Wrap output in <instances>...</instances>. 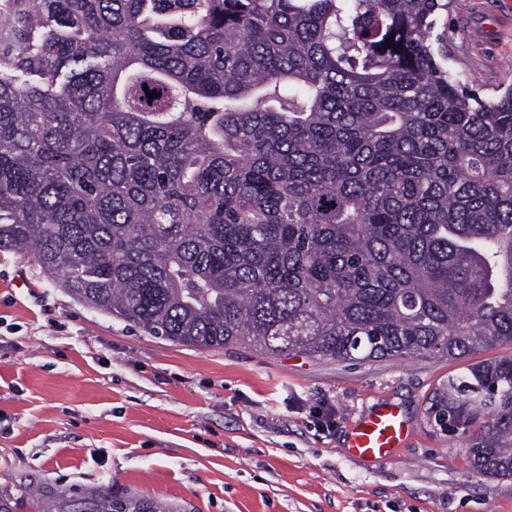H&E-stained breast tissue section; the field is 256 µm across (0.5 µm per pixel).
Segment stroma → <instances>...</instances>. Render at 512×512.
<instances>
[{
	"instance_id": "1",
	"label": "stroma",
	"mask_w": 512,
	"mask_h": 512,
	"mask_svg": "<svg viewBox=\"0 0 512 512\" xmlns=\"http://www.w3.org/2000/svg\"><path fill=\"white\" fill-rule=\"evenodd\" d=\"M429 42L468 92L512 86V0H450ZM438 356L338 362L240 345L200 350L74 299L28 255L0 252V499L109 486L178 512H512V479L470 466L468 438L430 426ZM411 437L349 458L380 401Z\"/></svg>"
}]
</instances>
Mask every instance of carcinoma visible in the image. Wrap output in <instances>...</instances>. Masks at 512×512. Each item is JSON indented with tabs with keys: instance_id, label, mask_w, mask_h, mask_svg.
<instances>
[{
	"instance_id": "obj_1",
	"label": "carcinoma",
	"mask_w": 512,
	"mask_h": 512,
	"mask_svg": "<svg viewBox=\"0 0 512 512\" xmlns=\"http://www.w3.org/2000/svg\"><path fill=\"white\" fill-rule=\"evenodd\" d=\"M446 7L29 0L0 56V251L200 349L461 359L512 342V87L482 100L437 61ZM428 422L512 478V357L442 383ZM44 512L173 509L102 489Z\"/></svg>"
}]
</instances>
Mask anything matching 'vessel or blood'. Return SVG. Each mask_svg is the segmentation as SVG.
<instances>
[{
	"label": "vessel or blood",
	"mask_w": 512,
	"mask_h": 512,
	"mask_svg": "<svg viewBox=\"0 0 512 512\" xmlns=\"http://www.w3.org/2000/svg\"><path fill=\"white\" fill-rule=\"evenodd\" d=\"M409 434L410 428L397 406L383 401L354 423L348 438V452L360 460L384 458L400 448Z\"/></svg>",
	"instance_id": "1"
}]
</instances>
